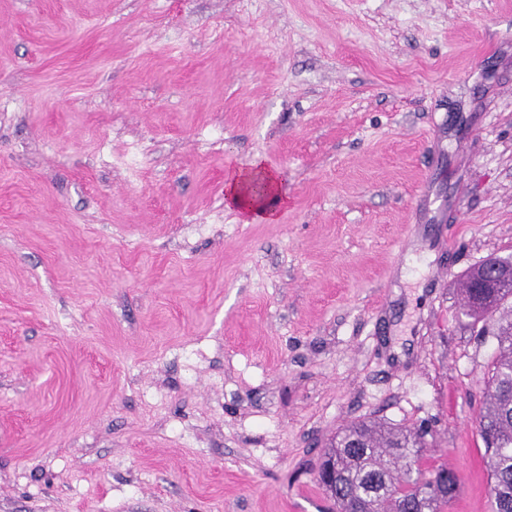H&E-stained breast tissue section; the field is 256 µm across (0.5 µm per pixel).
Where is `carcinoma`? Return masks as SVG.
Instances as JSON below:
<instances>
[{"instance_id":"cac0c4a2","label":"carcinoma","mask_w":512,"mask_h":512,"mask_svg":"<svg viewBox=\"0 0 512 512\" xmlns=\"http://www.w3.org/2000/svg\"><path fill=\"white\" fill-rule=\"evenodd\" d=\"M482 309L468 317L478 335L497 341L477 416L483 458L492 484L491 512H512V286L491 288ZM427 431L374 420L350 423L336 433L318 465L331 467L336 485L318 478L334 512H445L459 492L456 471L424 454Z\"/></svg>"}]
</instances>
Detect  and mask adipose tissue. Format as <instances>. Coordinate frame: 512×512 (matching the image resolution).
<instances>
[{
	"label": "adipose tissue",
	"instance_id": "obj_1",
	"mask_svg": "<svg viewBox=\"0 0 512 512\" xmlns=\"http://www.w3.org/2000/svg\"><path fill=\"white\" fill-rule=\"evenodd\" d=\"M226 207L243 214L252 222H274L278 211L288 204L282 195L278 175L262 159L247 167L229 170L224 177Z\"/></svg>",
	"mask_w": 512,
	"mask_h": 512
}]
</instances>
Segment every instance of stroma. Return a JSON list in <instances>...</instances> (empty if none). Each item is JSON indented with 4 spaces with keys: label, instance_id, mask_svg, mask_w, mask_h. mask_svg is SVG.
<instances>
[{
    "label": "stroma",
    "instance_id": "stroma-1",
    "mask_svg": "<svg viewBox=\"0 0 512 512\" xmlns=\"http://www.w3.org/2000/svg\"><path fill=\"white\" fill-rule=\"evenodd\" d=\"M261 158L256 224L224 177ZM512 0H0V512H330L346 424L490 512ZM255 185L261 187L260 191ZM224 203L248 221L272 223L278 210L288 206V198L281 193L277 173L256 158L246 168H234L226 173Z\"/></svg>",
    "mask_w": 512,
    "mask_h": 512
}]
</instances>
